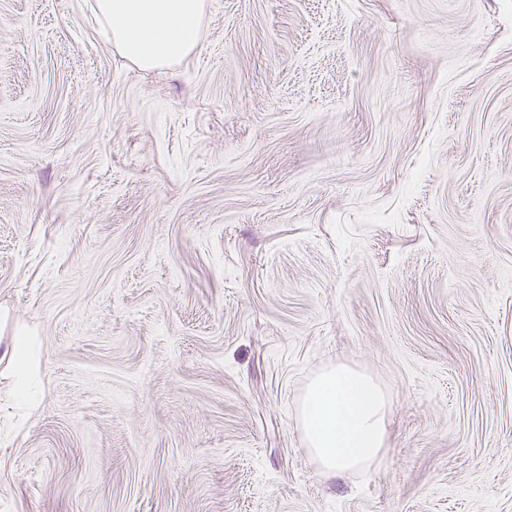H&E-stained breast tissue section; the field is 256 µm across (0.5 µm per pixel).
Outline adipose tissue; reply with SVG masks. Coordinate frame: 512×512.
Wrapping results in <instances>:
<instances>
[{"label": "adipose tissue", "instance_id": "obj_1", "mask_svg": "<svg viewBox=\"0 0 512 512\" xmlns=\"http://www.w3.org/2000/svg\"><path fill=\"white\" fill-rule=\"evenodd\" d=\"M100 33L144 70L185 58L200 42L204 0H92ZM390 400L366 373L339 363L307 384L298 408L308 451L328 475L367 471L381 460Z\"/></svg>", "mask_w": 512, "mask_h": 512}]
</instances>
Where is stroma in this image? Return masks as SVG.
Here are the masks:
<instances>
[{
  "mask_svg": "<svg viewBox=\"0 0 512 512\" xmlns=\"http://www.w3.org/2000/svg\"><path fill=\"white\" fill-rule=\"evenodd\" d=\"M89 2L0 0V512H512V0H205L151 71ZM14 360L17 364V374L19 377L16 393L19 396H24L28 390V377L35 368V354L31 348L29 336H21L16 341ZM390 400L366 373L343 363L307 384L298 408L308 451L327 475L368 471L387 441Z\"/></svg>",
  "mask_w": 512,
  "mask_h": 512,
  "instance_id": "35a3bbf8",
  "label": "stroma"
}]
</instances>
